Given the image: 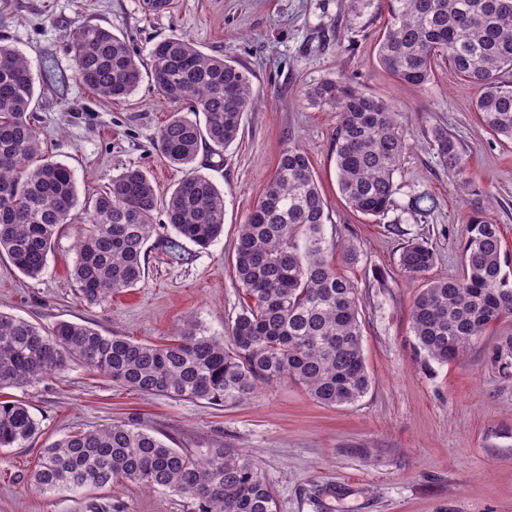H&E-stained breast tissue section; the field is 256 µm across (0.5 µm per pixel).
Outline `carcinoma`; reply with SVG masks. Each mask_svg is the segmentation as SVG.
<instances>
[{"instance_id":"1","label":"carcinoma","mask_w":512,"mask_h":512,"mask_svg":"<svg viewBox=\"0 0 512 512\" xmlns=\"http://www.w3.org/2000/svg\"><path fill=\"white\" fill-rule=\"evenodd\" d=\"M389 22L377 60L399 82L426 85L438 59L480 90L476 112L494 134L512 141V0H387ZM76 78L106 100L139 87L142 64L129 44L100 25L69 33ZM149 77L174 107L154 143L165 163L186 170L161 197L148 175L126 168L106 190L80 203L73 171L43 150L32 122L36 87L29 60L0 44V254L25 277L40 278L61 227L83 222L73 281L80 298L98 304L136 287L151 247L186 260L183 242L208 248L224 232V192L197 173L200 148L228 147L254 99L250 77L236 61L206 54L172 35L150 51ZM313 106L338 112L336 175L347 204L364 216L394 204L406 129L399 113L361 91L346 76L306 90ZM203 113L205 123L190 118ZM433 146L461 189L466 158L445 127ZM307 152L289 145L274 176L241 225L234 275L246 296L224 337L199 320L184 321L164 345L104 334L86 324L44 327L0 312V390L24 388L77 361L88 370L147 395L235 406L261 385L290 379L327 407L353 405L371 386L362 351L357 287L326 259L328 216ZM174 235L160 233L157 216ZM461 274L432 281L415 296L411 329L417 346L446 363L512 317V265L498 225L480 212L467 220ZM434 261L424 241L404 246L403 273L416 279ZM495 362L512 367V336ZM39 424L22 400H0V448L33 438ZM128 481L188 500L193 512H277L275 494L259 465L230 448L193 452L173 448L136 423L75 431L43 449L28 487L39 494L102 489Z\"/></svg>"}]
</instances>
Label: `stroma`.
I'll return each instance as SVG.
<instances>
[{
    "label": "stroma",
    "instance_id": "stroma-1",
    "mask_svg": "<svg viewBox=\"0 0 512 512\" xmlns=\"http://www.w3.org/2000/svg\"><path fill=\"white\" fill-rule=\"evenodd\" d=\"M388 22L387 0L364 14L348 0H175L173 11L145 12L142 0H0V41L41 74L35 124L45 151L74 173L80 196L108 185L124 168L147 171L159 194L182 179L156 155L154 142L173 108L143 80L130 96L100 98L75 76L68 33L90 23L123 37L140 56L171 35L203 52L227 54L249 72L256 96L237 140L201 148L197 170L223 190L224 233L208 248L187 244L189 258L168 261L152 249L136 288L107 301H82L70 276L74 224L58 236L47 269L33 280L0 257V312L49 327L66 320L162 345L194 315L224 333L243 303L233 277L241 224L273 175L283 148L309 154L327 201V259L354 282L360 299L363 355L371 379L356 404L326 407L300 385H265L254 400L221 407L145 395L71 364L28 388H10L40 423L25 444L0 449V512H89L90 503L124 512H192L180 497L126 482L78 493L28 489L42 448L66 434L135 422L175 448L227 447L256 460L271 484L278 512H512V375L493 361L512 318L492 324L455 360L441 364L417 348L410 310L430 281L461 273L467 220L482 211L498 225L512 255V142L481 125L479 90L440 62L416 88L380 67L376 45ZM390 103L406 128L393 207L383 216L353 211L336 180L338 116L309 105L305 90L339 75ZM447 127L467 150L469 193L431 145ZM432 247V266L408 279L399 257L408 242ZM358 250L349 260L345 245Z\"/></svg>",
    "mask_w": 512,
    "mask_h": 512
}]
</instances>
